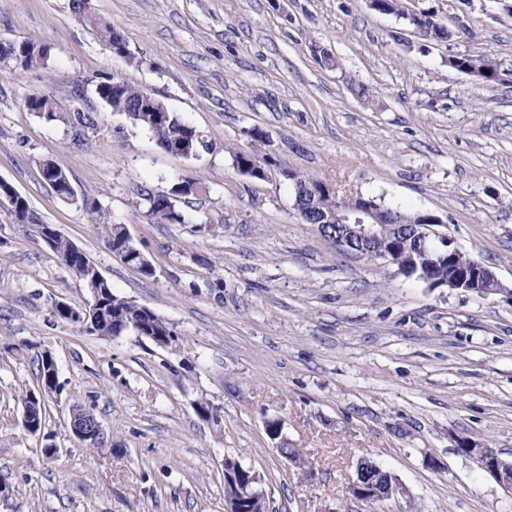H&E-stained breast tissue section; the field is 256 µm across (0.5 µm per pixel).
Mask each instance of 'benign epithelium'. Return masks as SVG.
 <instances>
[{
    "label": "benign epithelium",
    "instance_id": "7a95c632",
    "mask_svg": "<svg viewBox=\"0 0 512 512\" xmlns=\"http://www.w3.org/2000/svg\"><path fill=\"white\" fill-rule=\"evenodd\" d=\"M406 17L413 22L414 32L422 38L434 23V18L425 12H411ZM20 200L21 195L11 186L0 193V205L14 212L18 223L23 224L25 220L18 205ZM295 209L302 223L314 225L323 236L328 225H336V235L328 237V240L342 250L371 260H387L397 244L425 261L431 256L439 262L449 261L452 255L461 253L450 236L433 230V226L440 223L438 218L416 224L399 210L362 195H350L348 200H340L338 193L330 190L323 181L298 190ZM422 280L430 288H464L481 296L500 295L512 301V288L505 286L486 265L473 259L465 267L453 266L448 272V279L442 282L435 283L425 276ZM84 417V412L71 408V434L83 443L101 440L99 422L88 425ZM463 454L476 458L503 489L512 493V464L502 459L495 449L489 446L469 447ZM348 491L353 497L370 503L391 496V493H382L375 486L356 478L349 483ZM254 502L252 478L246 475L241 465L227 462L224 465V512H250Z\"/></svg>",
    "mask_w": 512,
    "mask_h": 512
}]
</instances>
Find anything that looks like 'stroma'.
<instances>
[{
  "mask_svg": "<svg viewBox=\"0 0 512 512\" xmlns=\"http://www.w3.org/2000/svg\"><path fill=\"white\" fill-rule=\"evenodd\" d=\"M436 14L447 42L418 36L367 0H86L138 59L114 55L71 0H0V41L47 44V68L0 62V180L92 261L117 295L179 334L160 347L127 331L100 338L58 318L87 291L34 228L0 207V512H224V460L260 476L277 512H512V494L458 439L512 461V303L431 289L396 266L340 252L301 223L278 172L240 174L235 146L352 194L434 214L440 232L512 286V0H404ZM328 51L338 68L324 64ZM488 57L496 82L456 71L452 55ZM113 76L148 90L212 143L201 159L131 129L95 88ZM366 86L372 102L357 91ZM100 114L74 139L38 118ZM55 159L76 197L62 202L39 162ZM201 182L161 224L140 193ZM105 221L91 223L82 200ZM125 225L153 275L106 241ZM50 352L62 385L45 437L22 428ZM218 420L196 412L198 401ZM79 405L104 442H78ZM280 417L281 440L264 419ZM58 451L43 452L45 439ZM299 449L307 468L284 458ZM370 457L397 479L376 503L347 487ZM50 99L49 96L43 95L41 101H36L33 104H29L28 99L27 107L36 116L47 122L65 121L78 139L85 135L86 130L95 129L98 126L99 117L95 112H75L72 115H64L61 112H46L53 104Z\"/></svg>",
  "mask_w": 512,
  "mask_h": 512,
  "instance_id": "35a3bbf8",
  "label": "stroma"
}]
</instances>
